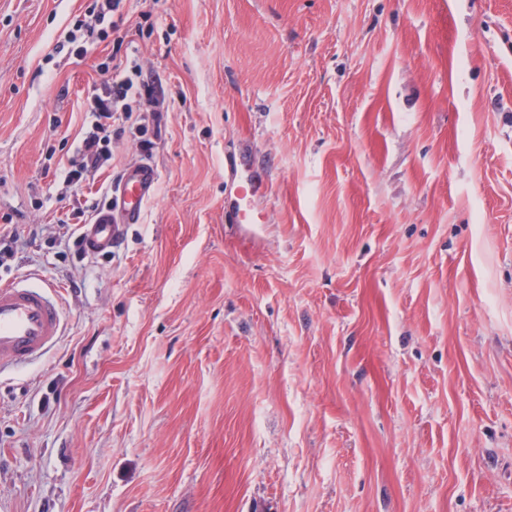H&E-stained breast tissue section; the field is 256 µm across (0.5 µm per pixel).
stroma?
Listing matches in <instances>:
<instances>
[{"mask_svg":"<svg viewBox=\"0 0 512 512\" xmlns=\"http://www.w3.org/2000/svg\"><path fill=\"white\" fill-rule=\"evenodd\" d=\"M93 3L0 0V281L64 319L0 512H512V0H125L81 60ZM119 43L160 110L84 189L143 137L159 182L94 256L53 217Z\"/></svg>","mask_w":512,"mask_h":512,"instance_id":"35a3bbf8","label":"stroma"}]
</instances>
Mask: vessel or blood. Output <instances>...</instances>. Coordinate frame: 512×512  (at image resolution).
Segmentation results:
<instances>
[{
    "label": "vessel or blood",
    "mask_w": 512,
    "mask_h": 512,
    "mask_svg": "<svg viewBox=\"0 0 512 512\" xmlns=\"http://www.w3.org/2000/svg\"><path fill=\"white\" fill-rule=\"evenodd\" d=\"M159 175L147 161L132 162L112 186L109 210L82 227L87 253L111 252L126 225L140 223ZM63 316L53 287L25 280L0 282V372L43 355L58 339Z\"/></svg>",
    "instance_id": "vessel-or-blood-1"
}]
</instances>
